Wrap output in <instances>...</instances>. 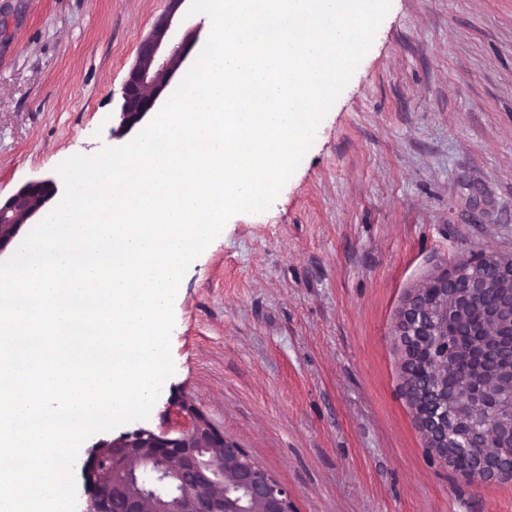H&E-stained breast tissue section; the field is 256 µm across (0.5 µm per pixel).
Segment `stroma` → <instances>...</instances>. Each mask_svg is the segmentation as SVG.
<instances>
[{
    "label": "stroma",
    "instance_id": "1",
    "mask_svg": "<svg viewBox=\"0 0 512 512\" xmlns=\"http://www.w3.org/2000/svg\"><path fill=\"white\" fill-rule=\"evenodd\" d=\"M168 0H0V201L138 136L117 116ZM512 255V0H391L271 207L233 216L183 275L173 374L147 419L194 402L294 512H512L429 448L396 326L454 260Z\"/></svg>",
    "mask_w": 512,
    "mask_h": 512
}]
</instances>
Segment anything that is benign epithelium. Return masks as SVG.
Masks as SVG:
<instances>
[{"label": "benign epithelium", "instance_id": "obj_1", "mask_svg": "<svg viewBox=\"0 0 512 512\" xmlns=\"http://www.w3.org/2000/svg\"><path fill=\"white\" fill-rule=\"evenodd\" d=\"M187 0H169L166 14L140 42L137 60L122 86L123 104L120 129L130 130L153 109L161 92L186 59L189 37L175 40V16ZM52 188L42 182L23 186L8 201L0 204V252L20 228L29 223L46 205ZM512 280V260L497 253L473 259V269L462 286L448 298L443 289L441 308L433 311L425 289H416L401 311L398 335L407 350L423 344L439 328L437 321H448L447 301L457 312L477 311L501 324L499 342L482 355L481 364L492 367L512 363V292L489 305L487 289L499 288ZM433 400L418 412L421 429L436 453L451 460L459 454L470 458L465 475L473 481L511 480L512 452L498 462L488 461L479 449L488 445V436L512 445V408L508 392L487 393L482 409L489 418L454 420L437 403L456 396L446 380L430 386ZM187 427L172 435L139 428L118 437L98 442L89 453L84 477L90 496L88 512H142L146 495L139 488L142 475L149 472L156 482L176 487L172 496L153 500V512H250L249 505L260 503L263 512H292L288 491L261 468L241 445L216 428L199 409L182 406ZM232 458L236 468L231 478L224 473V459Z\"/></svg>", "mask_w": 512, "mask_h": 512}]
</instances>
